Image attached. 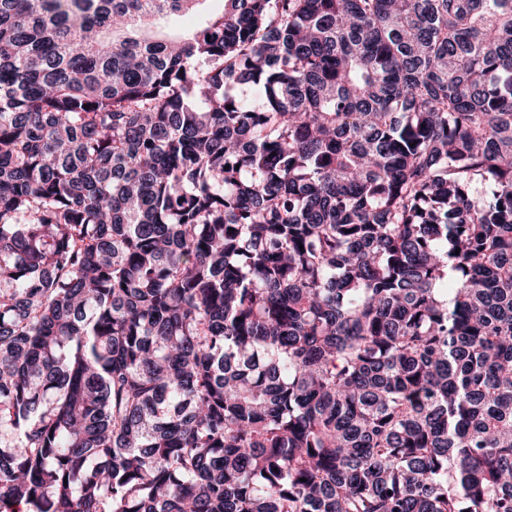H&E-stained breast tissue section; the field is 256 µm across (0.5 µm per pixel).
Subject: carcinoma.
Masks as SVG:
<instances>
[{"mask_svg":"<svg viewBox=\"0 0 512 512\" xmlns=\"http://www.w3.org/2000/svg\"><path fill=\"white\" fill-rule=\"evenodd\" d=\"M204 2L0 0V512H512V0Z\"/></svg>","mask_w":512,"mask_h":512,"instance_id":"cac0c4a2","label":"carcinoma"}]
</instances>
